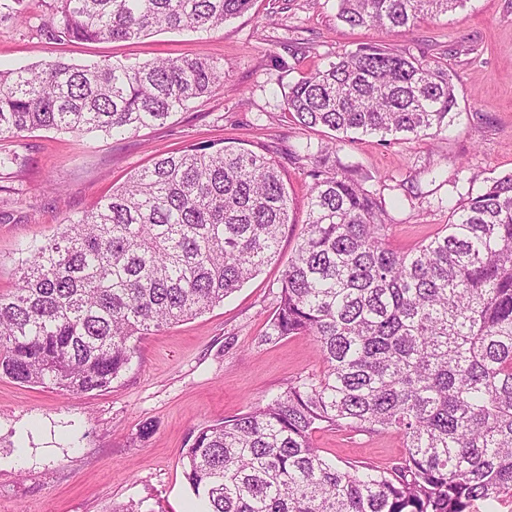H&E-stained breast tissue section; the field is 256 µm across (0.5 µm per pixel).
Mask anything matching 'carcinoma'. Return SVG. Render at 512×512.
<instances>
[{
  "mask_svg": "<svg viewBox=\"0 0 512 512\" xmlns=\"http://www.w3.org/2000/svg\"><path fill=\"white\" fill-rule=\"evenodd\" d=\"M253 0H51L52 38L123 41L211 31ZM464 0H338L351 27L406 31ZM23 0L0 19L27 21ZM201 58L0 68V141L55 129L122 139L220 85ZM295 124L346 141L436 135L458 111L448 64L359 45L284 94ZM337 148L305 155L306 219L260 341L307 336L323 363L249 411L198 427L182 465L203 512H472L512 501V173L486 180L409 251ZM293 223L271 159L191 145L156 156L56 238L27 247L0 294V376L69 395L104 391L138 340L224 302L278 257ZM399 433L387 466L334 463L322 429Z\"/></svg>",
  "mask_w": 512,
  "mask_h": 512,
  "instance_id": "obj_1",
  "label": "carcinoma"
}]
</instances>
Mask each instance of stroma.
Here are the masks:
<instances>
[{
	"instance_id": "stroma-1",
	"label": "stroma",
	"mask_w": 512,
	"mask_h": 512,
	"mask_svg": "<svg viewBox=\"0 0 512 512\" xmlns=\"http://www.w3.org/2000/svg\"><path fill=\"white\" fill-rule=\"evenodd\" d=\"M47 3L25 0L26 24L0 22L1 67L201 57L223 65L224 86L123 141L38 130L1 142L17 161L0 168V210L9 214L0 223V292L12 291L27 245L62 232L67 217L165 150L212 143L267 154L294 200L296 222L278 259L223 303L141 339L110 389L70 396L0 378V512H111L130 502L145 512H187L193 495L181 456L193 429L242 414L296 376L322 369L308 337L259 341L276 313L312 184L311 161L293 153L329 136L285 115L289 85L380 39L447 63L460 114L436 139L386 143L370 135L337 145L341 162L367 176L384 203L393 247L408 250L446 224L452 206L485 179L512 173V0H464L406 33L346 26L337 0H254L217 31L116 42L46 36ZM315 442L337 462L383 466L403 451L393 431L369 437L329 429Z\"/></svg>"
}]
</instances>
